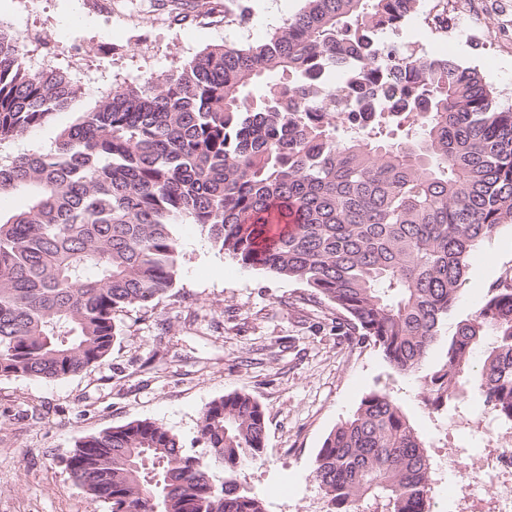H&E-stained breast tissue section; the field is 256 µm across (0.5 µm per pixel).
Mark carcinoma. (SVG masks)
I'll return each mask as SVG.
<instances>
[{
  "label": "carcinoma",
  "instance_id": "carcinoma-1",
  "mask_svg": "<svg viewBox=\"0 0 512 512\" xmlns=\"http://www.w3.org/2000/svg\"><path fill=\"white\" fill-rule=\"evenodd\" d=\"M418 5L304 0L266 42L214 45L119 84L49 149L0 158V200L23 199L0 204V377L55 380L103 361L116 310L174 287L188 222L241 265L332 303L348 335L420 378L426 404L471 397L512 426V283L441 333L475 248L512 223V109L476 69L383 38ZM191 8L251 16L246 0ZM81 97L64 73L31 70L0 26V142ZM265 432L261 405L232 392L200 417L207 456L134 420L84 438L66 468L111 512H266L237 480ZM314 477L327 512H425L430 491L423 445L383 391L327 435Z\"/></svg>",
  "mask_w": 512,
  "mask_h": 512
}]
</instances>
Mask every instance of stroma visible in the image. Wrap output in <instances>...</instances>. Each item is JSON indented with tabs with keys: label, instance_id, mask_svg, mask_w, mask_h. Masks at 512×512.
<instances>
[{
	"label": "stroma",
	"instance_id": "obj_1",
	"mask_svg": "<svg viewBox=\"0 0 512 512\" xmlns=\"http://www.w3.org/2000/svg\"><path fill=\"white\" fill-rule=\"evenodd\" d=\"M438 0L395 34L421 52L441 48L477 69L499 108L512 107V0H448V32L425 23ZM251 21L227 24L190 11L173 15L157 0H0V24L19 35L31 69L65 73L90 106L118 83L164 75L214 44L264 42L303 0H249ZM75 119L57 113L0 143V156L49 148ZM180 274L152 303L116 310L111 353L82 372L42 381L0 377V512H109L71 479L64 460L83 437L150 420L206 455L198 420L214 399L251 394L266 412L263 458L239 471L242 487L267 512H326L312 477L325 437L375 390L392 395L424 444L428 512H458L450 493L472 460L505 445L512 428L480 404L433 409L418 378L400 373L371 342L348 337L333 304L310 302L302 282L244 267L195 225L178 227ZM512 277V224L473 252L453 313L478 310L491 288ZM459 449L458 457L448 455Z\"/></svg>",
	"mask_w": 512,
	"mask_h": 512
}]
</instances>
